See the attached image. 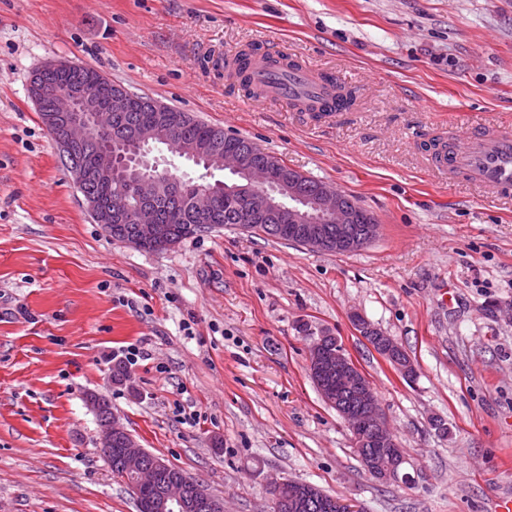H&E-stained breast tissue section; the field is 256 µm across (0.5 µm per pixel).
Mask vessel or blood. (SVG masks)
I'll return each mask as SVG.
<instances>
[{
	"label": "vessel or blood",
	"instance_id": "b4317fda",
	"mask_svg": "<svg viewBox=\"0 0 512 512\" xmlns=\"http://www.w3.org/2000/svg\"><path fill=\"white\" fill-rule=\"evenodd\" d=\"M253 81L264 95L293 106L337 104L342 89L337 80L308 64L282 71L253 55L249 65ZM436 170L468 180L498 195H512V131L476 124L467 127L452 146H437L432 154Z\"/></svg>",
	"mask_w": 512,
	"mask_h": 512
}]
</instances>
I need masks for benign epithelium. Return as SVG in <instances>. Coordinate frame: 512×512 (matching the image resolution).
I'll return each mask as SVG.
<instances>
[{
  "label": "benign epithelium",
  "instance_id": "benign-epithelium-1",
  "mask_svg": "<svg viewBox=\"0 0 512 512\" xmlns=\"http://www.w3.org/2000/svg\"><path fill=\"white\" fill-rule=\"evenodd\" d=\"M62 72L72 75L71 82L57 94L49 95L46 77ZM29 94L93 216L109 224H139L148 236H156L159 224L154 201L156 197L176 190L180 183V178L153 155V149L166 142L173 133L172 123L164 116L170 108L156 99H147L146 103L153 111L162 113L156 124L148 127L131 125L121 139H101L94 152L83 156L79 149L101 131L102 101L108 100L113 112H127L134 93L120 84L104 82L102 77L84 66L55 61L32 73ZM183 155L188 161L204 165L208 173L219 168L237 175L233 182L225 183L223 187L224 192L242 201V223L237 225L241 230H250L251 223L255 221L285 223L289 241L312 251L327 252L330 242L319 233L317 223L326 221L344 227L356 220L357 209L346 203L343 193L326 181L306 188L294 169L278 177L270 174L263 179L255 169V163L241 151L222 152L189 144ZM92 177L132 188L137 198L135 207H101L97 197L87 190L88 180ZM194 204L197 215L210 218L214 214L212 189H202ZM379 231L380 224L368 225L366 235L348 241L347 250L362 248L374 240ZM351 321L357 333L379 355L394 359L393 351L400 349L394 339L384 335L358 312L351 314ZM310 348L313 349L309 360L310 373L324 378L318 386L322 397L329 403H337L342 393L350 391L361 402L359 408L343 406L338 410L352 440L358 439V431L367 420L374 425L373 441L377 447H400L369 379L343 345L338 342L326 348L322 340L313 339ZM115 435L125 437V445L117 449V453L133 476V491H153V495L144 502V512H224V500L210 494L193 478L185 473L177 476L168 474L170 466L165 459L155 457L146 462L147 451L115 418L101 423L102 446L109 447ZM359 459L373 478L386 482L399 480L398 474L384 466L377 455L364 452ZM312 493L311 485L305 482L282 480L271 485L274 500L288 498L296 506Z\"/></svg>",
  "mask_w": 512,
  "mask_h": 512
}]
</instances>
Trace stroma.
<instances>
[{"instance_id": "obj_1", "label": "stroma", "mask_w": 512, "mask_h": 512, "mask_svg": "<svg viewBox=\"0 0 512 512\" xmlns=\"http://www.w3.org/2000/svg\"><path fill=\"white\" fill-rule=\"evenodd\" d=\"M247 48L338 77L353 108L315 120L247 95L213 67ZM56 60L340 186L379 236L339 254L232 227L153 252L113 239L28 93ZM476 123L512 130V0H0V512H137L91 393L225 512H273L276 480L358 512H495L512 497V196L435 171L429 149ZM324 332L371 381L408 480L371 477L318 392ZM351 321L357 333L366 339L379 355L391 359L406 378H409L414 370L416 373L415 366L410 358L407 362H399L393 356V351L400 349L399 344L394 339L385 336L380 329L375 327L358 312L351 314ZM380 336L384 338V341L380 339Z\"/></svg>"}]
</instances>
